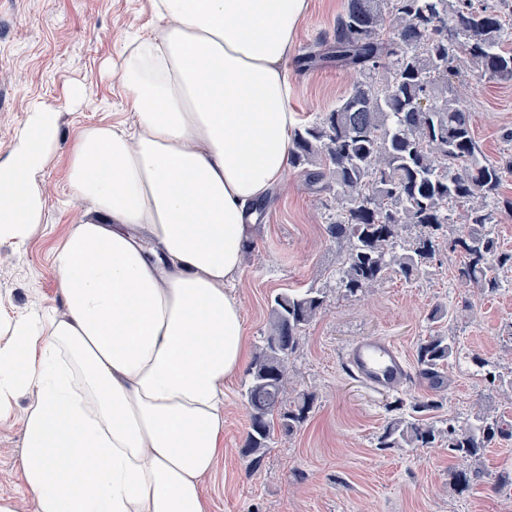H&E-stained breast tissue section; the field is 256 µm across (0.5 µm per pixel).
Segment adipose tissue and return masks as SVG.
Wrapping results in <instances>:
<instances>
[{"instance_id":"adipose-tissue-1","label":"adipose tissue","mask_w":512,"mask_h":512,"mask_svg":"<svg viewBox=\"0 0 512 512\" xmlns=\"http://www.w3.org/2000/svg\"><path fill=\"white\" fill-rule=\"evenodd\" d=\"M308 0H152L119 66L133 122L86 129L52 251L59 305L0 312V426L36 512H211L224 389L248 361L235 293L256 207L288 171L284 61ZM59 109L0 160V246L40 234ZM23 412H16L20 398Z\"/></svg>"}]
</instances>
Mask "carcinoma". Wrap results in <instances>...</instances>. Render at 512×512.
Returning a JSON list of instances; mask_svg holds the SVG:
<instances>
[{"label": "carcinoma", "mask_w": 512, "mask_h": 512, "mask_svg": "<svg viewBox=\"0 0 512 512\" xmlns=\"http://www.w3.org/2000/svg\"><path fill=\"white\" fill-rule=\"evenodd\" d=\"M511 39L500 11L473 0H345L332 39L301 57L304 68L334 63L361 77L336 108L295 131L290 160L309 182L333 192L336 209L326 230L336 242V285L343 295L365 294L392 272L408 281L417 277L436 255V235H448L453 205L463 208L468 225L453 238L462 256L458 281L491 293L500 288L494 270L512 269V251L500 250L486 225L499 210L512 213V198H501L512 156L483 158L450 78L469 68L512 81ZM425 96L433 108L419 112ZM412 225L420 234L404 238ZM326 309L321 288L270 299L267 329L240 391L250 417L241 453L251 468L274 432L288 436L308 417L311 395L290 401L286 384L300 333ZM454 351L449 336L419 344L417 363L434 386L444 384L441 368ZM436 406L418 401L406 410L396 401L398 415L377 448H431L444 439L448 454L463 465L457 485L466 491L485 475L486 449L512 432L481 408L465 427L450 425L444 435L423 418Z\"/></svg>", "instance_id": "cac0c4a2"}]
</instances>
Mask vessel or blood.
Instances as JSON below:
<instances>
[{
    "label": "vessel or blood",
    "mask_w": 512,
    "mask_h": 512,
    "mask_svg": "<svg viewBox=\"0 0 512 512\" xmlns=\"http://www.w3.org/2000/svg\"><path fill=\"white\" fill-rule=\"evenodd\" d=\"M346 367L358 381L376 389H401L410 376L400 350L378 336L353 344L346 354Z\"/></svg>",
    "instance_id": "vessel-or-blood-1"
}]
</instances>
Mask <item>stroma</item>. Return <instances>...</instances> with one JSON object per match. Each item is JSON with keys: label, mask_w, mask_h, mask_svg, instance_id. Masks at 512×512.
Returning <instances> with one entry per match:
<instances>
[{"label": "stroma", "mask_w": 512, "mask_h": 512, "mask_svg": "<svg viewBox=\"0 0 512 512\" xmlns=\"http://www.w3.org/2000/svg\"><path fill=\"white\" fill-rule=\"evenodd\" d=\"M344 0H310L284 66L293 85L289 109L297 124L335 108L358 81L352 70L323 66L300 70L308 47L331 33ZM152 0H0V158H5L34 102L60 106L56 149L41 172L44 230L19 250L0 247V307L21 312L57 300L50 264L56 241L79 220L67 196L69 153L83 130L130 124L125 91L115 72L132 38L148 31ZM461 108L470 112L483 154L499 159L512 148V82L472 72L456 84ZM334 206L331 192L309 186L297 168L259 206L237 292L246 334L257 345L266 331L271 296L316 287L328 295L326 312L305 331L289 371L288 394H313L309 418L293 435H275L258 468L241 450L249 416L240 381L224 390V456L204 487L211 512H512V490L488 480L512 471V441L492 445L484 456L486 479L466 492L452 484L457 467L444 447H376L392 418L395 398L438 401L427 414L439 430L464 424L488 396L498 417L512 425V391L490 389L486 372L512 375V269L498 270L501 288L481 293L456 281L458 256L440 240L433 262L413 280L392 274L363 295L336 292L337 248L326 232ZM444 306L448 316L429 314ZM454 337L457 353L434 389L416 362L428 336ZM384 336L404 353L412 373L399 392L374 389L352 378L344 354L358 340ZM22 451L19 423L0 428V495L17 512H34L17 468Z\"/></svg>", "instance_id": "stroma-1"}]
</instances>
